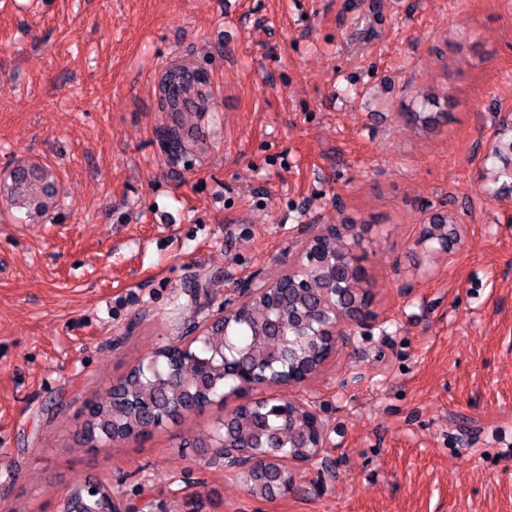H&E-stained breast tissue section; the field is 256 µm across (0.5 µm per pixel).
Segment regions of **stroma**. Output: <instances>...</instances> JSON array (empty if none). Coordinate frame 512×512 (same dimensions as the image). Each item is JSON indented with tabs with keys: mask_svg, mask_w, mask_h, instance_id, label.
<instances>
[{
	"mask_svg": "<svg viewBox=\"0 0 512 512\" xmlns=\"http://www.w3.org/2000/svg\"><path fill=\"white\" fill-rule=\"evenodd\" d=\"M176 61L210 77L182 158L159 132ZM420 93L448 103L430 131L404 118ZM511 138L512 0H0V181L58 179L39 218L0 197V512H58L84 479L123 512H512ZM448 210L463 243L429 261L419 228ZM349 217L373 316L262 391L327 427L296 493L253 498L182 447L231 399L79 443L113 380Z\"/></svg>",
	"mask_w": 512,
	"mask_h": 512,
	"instance_id": "stroma-1",
	"label": "stroma"
}]
</instances>
